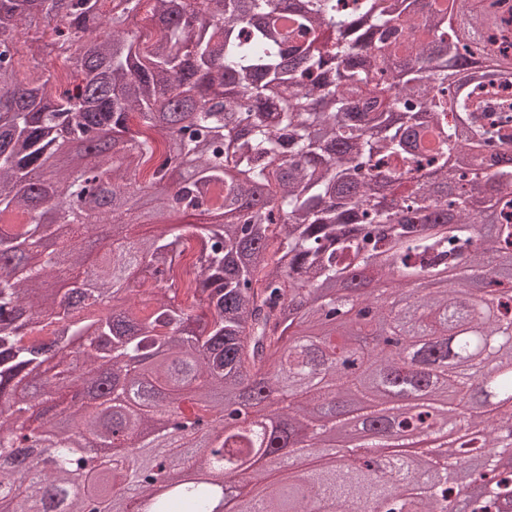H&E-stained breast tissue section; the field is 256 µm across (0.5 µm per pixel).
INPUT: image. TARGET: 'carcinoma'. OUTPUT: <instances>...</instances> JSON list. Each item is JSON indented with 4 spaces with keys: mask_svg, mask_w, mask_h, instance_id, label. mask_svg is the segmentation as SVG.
Segmentation results:
<instances>
[{
    "mask_svg": "<svg viewBox=\"0 0 512 512\" xmlns=\"http://www.w3.org/2000/svg\"><path fill=\"white\" fill-rule=\"evenodd\" d=\"M104 2L0 0V399L18 405L14 420L0 421V493L15 492L16 512H121L123 465L84 471L82 438L111 442L114 418L140 436L154 412L126 390L143 376L167 390L185 429L223 418L232 398L247 405L279 392L286 429L187 446V479L156 505L212 512L213 490L200 475L227 459L286 448L291 461L349 417L375 416L404 437L421 430L422 418L379 390L402 382L432 389L445 422L478 437L426 453L428 490L387 512L512 509V467L498 465L512 452V406L492 422L480 412L482 396H512V371L476 385L480 356L512 368V346L472 348L484 330L512 339V287L497 280L512 269V167L493 172L494 192L483 197L485 171L476 169L512 145V83H476L465 102L454 93L467 67L512 68L501 0H435L423 19L418 0H153L146 42L143 0H110L108 20ZM33 26L42 36L29 39ZM23 53L35 72L25 81ZM400 56L411 66L393 68ZM59 58L67 84L50 67ZM221 85L237 95L212 97ZM97 137L108 188L59 166L71 140ZM159 142L165 159L140 186L135 175ZM382 168L399 174L390 181L399 213L367 194ZM37 170L53 181V224L70 225L48 254L43 241L54 229L39 222L41 188L29 180ZM422 170L444 192L403 180ZM488 211L493 236L479 222ZM101 223L154 229L103 253L95 291L74 299L73 318L43 313L57 301L61 265H82V242ZM443 271L405 308L371 288ZM324 289L374 302L370 329L417 338L411 357L355 343ZM110 293L126 304L104 317L98 303ZM75 348L85 363L112 370V390L90 395L62 429L40 406L71 399L73 386L57 378ZM458 401L471 405L461 422ZM31 420L49 427L52 451L22 487L12 434ZM165 443L160 435L140 443L147 483ZM476 448L487 449L477 473L487 490L462 503L451 483ZM321 456L305 489L287 471L274 482L251 472L266 512H336L344 498L376 512L391 497L379 474L386 463L342 472L329 449Z\"/></svg>",
    "mask_w": 512,
    "mask_h": 512,
    "instance_id": "obj_1",
    "label": "carcinoma"
}]
</instances>
